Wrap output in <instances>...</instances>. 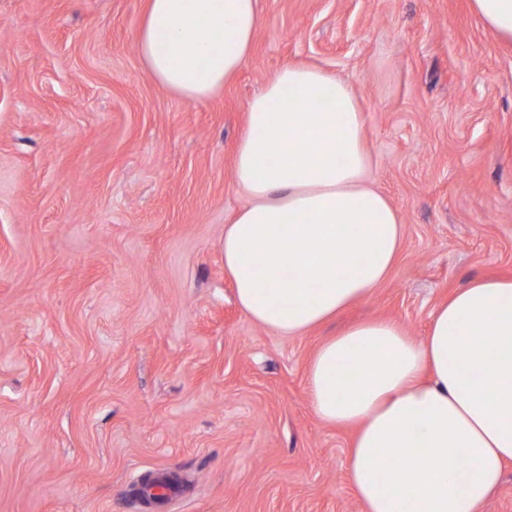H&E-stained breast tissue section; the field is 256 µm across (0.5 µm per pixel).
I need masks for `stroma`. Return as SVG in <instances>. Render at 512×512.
I'll list each match as a JSON object with an SVG mask.
<instances>
[{
	"label": "stroma",
	"mask_w": 512,
	"mask_h": 512,
	"mask_svg": "<svg viewBox=\"0 0 512 512\" xmlns=\"http://www.w3.org/2000/svg\"><path fill=\"white\" fill-rule=\"evenodd\" d=\"M260 7L241 71L188 102L142 67L145 0H0V512H364L350 431L309 407L316 349L363 318L423 340L455 289L512 278V43L469 0ZM294 64L358 98L403 239L368 298L288 337L240 310L223 241L247 101Z\"/></svg>",
	"instance_id": "35a3bbf8"
}]
</instances>
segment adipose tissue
Listing matches in <instances>:
<instances>
[{
    "instance_id": "ef3b65f1",
    "label": "adipose tissue",
    "mask_w": 512,
    "mask_h": 512,
    "mask_svg": "<svg viewBox=\"0 0 512 512\" xmlns=\"http://www.w3.org/2000/svg\"><path fill=\"white\" fill-rule=\"evenodd\" d=\"M260 24L258 0H146L137 50L162 88L204 101L244 65ZM246 115L233 178L251 201L224 227V269L245 315L300 336L386 280L403 224L367 183L345 81L283 68ZM307 391L321 422L354 431L347 473L365 512H479L512 466V279L453 291L421 342L391 319L326 338Z\"/></svg>"
}]
</instances>
